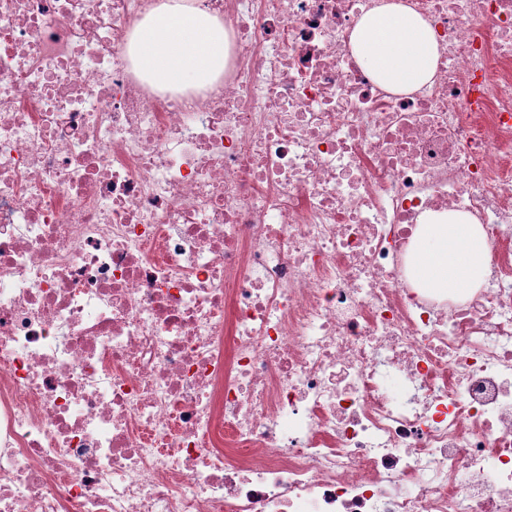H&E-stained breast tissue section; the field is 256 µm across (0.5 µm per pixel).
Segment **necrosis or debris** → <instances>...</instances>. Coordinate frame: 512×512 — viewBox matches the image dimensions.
I'll return each mask as SVG.
<instances>
[{
    "label": "necrosis or debris",
    "mask_w": 512,
    "mask_h": 512,
    "mask_svg": "<svg viewBox=\"0 0 512 512\" xmlns=\"http://www.w3.org/2000/svg\"><path fill=\"white\" fill-rule=\"evenodd\" d=\"M161 0H0V512H512V0H189L224 70L129 52ZM491 245L418 287L430 213ZM351 46L359 62L395 91L418 88L435 72L437 45L429 28L402 5H384L363 16ZM425 223L413 250L422 287L471 298L489 271L490 245L481 226L457 213L438 215Z\"/></svg>",
    "instance_id": "4bbe7bcc"
}]
</instances>
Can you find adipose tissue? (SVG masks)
<instances>
[{"mask_svg": "<svg viewBox=\"0 0 512 512\" xmlns=\"http://www.w3.org/2000/svg\"><path fill=\"white\" fill-rule=\"evenodd\" d=\"M225 43L222 21L183 0H163L135 30L131 55L159 83L190 86L216 78ZM351 46L363 66L397 91L418 88L435 72L437 45L427 24L394 0L358 21ZM489 254L481 226L468 215L450 213L427 220L413 261L422 287L467 299L488 274Z\"/></svg>", "mask_w": 512, "mask_h": 512, "instance_id": "adipose-tissue-1", "label": "adipose tissue"}]
</instances>
